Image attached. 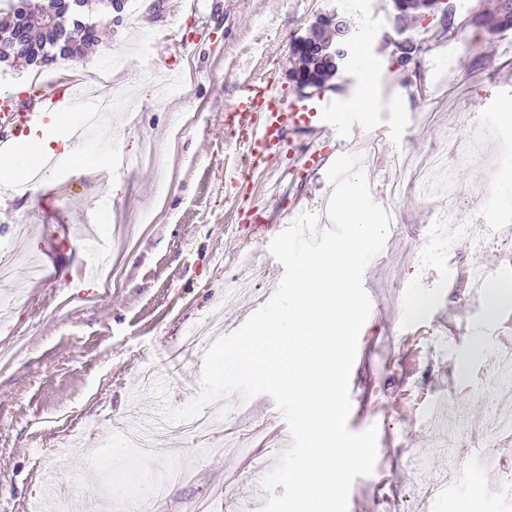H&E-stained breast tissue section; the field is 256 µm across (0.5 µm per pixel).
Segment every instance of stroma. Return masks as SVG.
Listing matches in <instances>:
<instances>
[{
  "mask_svg": "<svg viewBox=\"0 0 512 512\" xmlns=\"http://www.w3.org/2000/svg\"><path fill=\"white\" fill-rule=\"evenodd\" d=\"M181 2L128 0L133 24L100 21L98 41L81 60L0 66V100L62 89L74 75L103 92L124 89L112 150L152 154L135 170L62 163L28 196L0 186V258L13 249L6 230L31 224L24 250L46 260L26 283L24 304L0 306V350L11 354L0 361V512L41 510L56 484L79 501L106 498L111 512H193L203 503L214 512H261L267 493L254 477L291 441L269 395L208 404L213 434L226 444L221 453L157 429L150 456H135L121 429L154 425L199 393L202 355L183 350L172 360L167 352L190 332L213 340L231 333L270 300L284 273L269 252L277 234L307 211L330 227L324 169H299L293 147L284 146L248 170L239 142L249 130L235 109L245 85L269 78L279 91L302 95L293 48L332 16L379 70L375 112L351 137L324 141V162L359 157L373 199L394 216L363 274L372 309L351 372L348 427L377 428V459L371 475L353 482L348 512H512V502L494 498L512 491V458L482 476L476 495L465 480L425 494L409 465L419 455L440 466L431 418L444 404L460 417L458 451L469 469H478L485 449L512 446V437L483 433L485 401L497 394L499 319L512 314V296L488 316L485 302L448 274L478 259L497 266L492 283L512 286V237L491 231L478 252L471 237L459 236L448 255L428 254L426 244L430 225L450 210L465 224L512 222L499 205L512 188V125L498 117L512 101V29L472 25L478 0H454L447 38L404 68L392 44V0H197L192 12ZM186 43L192 54L182 53ZM171 65L188 76L189 89L168 84ZM472 141L475 160L456 165ZM397 153L441 157L453 168V192L426 191L416 178L388 197ZM85 222L98 225L110 255L91 280L80 274L91 258L80 236ZM241 271L255 291L226 305L224 290ZM110 275L117 286L109 290L101 280ZM410 293L425 300L423 314L406 312ZM408 327L421 332L412 357L401 341ZM175 468L185 480L156 497Z\"/></svg>",
  "mask_w": 512,
  "mask_h": 512,
  "instance_id": "stroma-1",
  "label": "stroma"
}]
</instances>
